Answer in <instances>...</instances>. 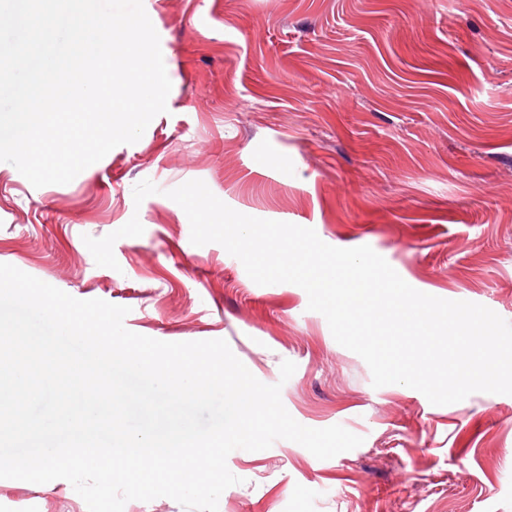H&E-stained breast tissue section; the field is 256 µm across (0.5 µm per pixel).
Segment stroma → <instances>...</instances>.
Segmentation results:
<instances>
[{
    "label": "stroma",
    "mask_w": 512,
    "mask_h": 512,
    "mask_svg": "<svg viewBox=\"0 0 512 512\" xmlns=\"http://www.w3.org/2000/svg\"><path fill=\"white\" fill-rule=\"evenodd\" d=\"M172 88L141 139L66 185L0 162V263L129 307L127 329L226 340L301 425L357 448L320 460L236 450L218 512H512V395L434 405L371 384L299 286L254 283L190 241L168 190L206 183L234 210L362 245L415 289L512 322V0H143ZM159 189L135 203L142 180ZM139 218L97 266L84 236ZM296 363L288 381L282 360ZM0 512H88L70 483L0 479Z\"/></svg>",
    "instance_id": "1"
}]
</instances>
